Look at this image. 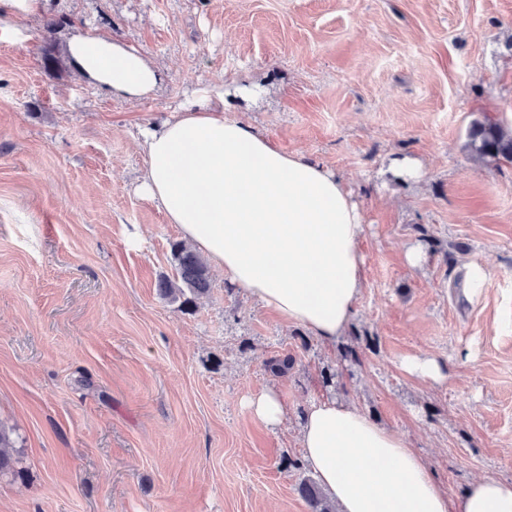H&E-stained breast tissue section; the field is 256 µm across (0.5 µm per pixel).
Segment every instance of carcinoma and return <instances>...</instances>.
I'll list each match as a JSON object with an SVG mask.
<instances>
[{
    "label": "carcinoma",
    "mask_w": 512,
    "mask_h": 512,
    "mask_svg": "<svg viewBox=\"0 0 512 512\" xmlns=\"http://www.w3.org/2000/svg\"><path fill=\"white\" fill-rule=\"evenodd\" d=\"M467 147L476 158L484 162L512 164V132L487 118L472 122ZM172 253L176 262V276L161 280L159 293L187 310L210 289L208 267L205 259L183 242L173 244ZM292 366L293 357L288 354L266 360L267 369L274 374H285ZM13 448L15 441L12 433L0 426V474L13 469ZM296 490L307 503L310 512H334L333 506L314 479H300Z\"/></svg>",
    "instance_id": "cac0c4a2"
}]
</instances>
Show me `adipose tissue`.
<instances>
[{
    "label": "adipose tissue",
    "mask_w": 512,
    "mask_h": 512,
    "mask_svg": "<svg viewBox=\"0 0 512 512\" xmlns=\"http://www.w3.org/2000/svg\"><path fill=\"white\" fill-rule=\"evenodd\" d=\"M77 74L121 100L149 97L157 68L112 37L68 42ZM140 191L230 281L329 345L361 296L362 214L342 180L224 116L220 88L147 132ZM300 446L336 512H512V482L475 480L449 497L425 460L355 405L310 403Z\"/></svg>",
    "instance_id": "ef3b65f1"
}]
</instances>
